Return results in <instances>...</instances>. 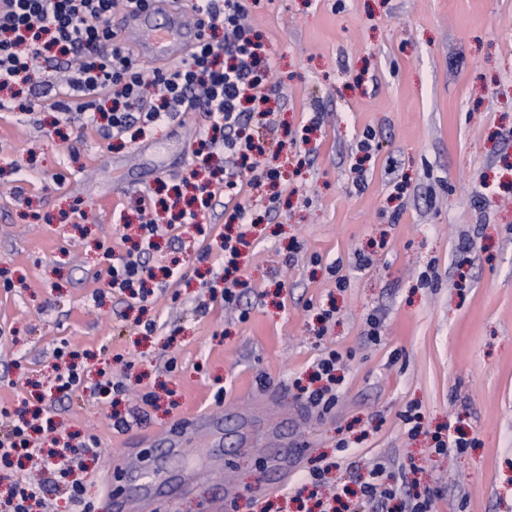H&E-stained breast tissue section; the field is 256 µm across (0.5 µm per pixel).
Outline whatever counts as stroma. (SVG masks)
Returning a JSON list of instances; mask_svg holds the SVG:
<instances>
[{"instance_id": "obj_1", "label": "stroma", "mask_w": 512, "mask_h": 512, "mask_svg": "<svg viewBox=\"0 0 512 512\" xmlns=\"http://www.w3.org/2000/svg\"><path fill=\"white\" fill-rule=\"evenodd\" d=\"M245 6L278 109L277 129L254 132L306 143L282 150L277 186L217 196L204 224L160 238L145 261L175 275L146 300L109 288L104 254L125 252L137 197H163L198 168L206 114L177 113L134 139L56 111L59 55L43 58L26 110L0 112V408L40 393L58 431L97 437L95 505L111 490L136 495L118 463L138 451L161 481L199 473L158 512H213L217 494L225 512H308L297 491L313 466L353 487L378 463L398 494L355 512H407L419 494L432 512H512V0ZM238 203L256 224L239 259L247 286L228 309L210 286ZM361 252L370 266H357ZM64 345L91 371L127 378L116 408L127 428L88 392H56ZM329 350L341 381L330 408H313L299 388ZM194 413L222 422V462L180 426ZM461 432L471 447L436 453Z\"/></svg>"}]
</instances>
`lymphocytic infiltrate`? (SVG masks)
I'll return each mask as SVG.
<instances>
[{
	"label": "lymphocytic infiltrate",
	"instance_id": "f902f5d3",
	"mask_svg": "<svg viewBox=\"0 0 512 512\" xmlns=\"http://www.w3.org/2000/svg\"><path fill=\"white\" fill-rule=\"evenodd\" d=\"M147 0H8L0 9V111L13 110L2 91L27 82L40 66L45 51L58 49L75 66L64 79L59 112L92 110L107 117L113 130L121 132L134 124L152 127L173 118L177 107L206 112L221 139H202L201 147L223 142L239 168L254 180H277V155L284 141L266 143L248 130L250 102L267 101L265 89L271 65L261 57L262 45L247 22L242 0H193L191 10L206 34L193 46L188 57L174 67H158L145 76L128 48L112 27L116 12L146 5ZM223 29L226 40L216 44L209 33ZM154 96H146L147 88ZM160 229L156 219L140 225L136 252L124 255L106 251L105 274L109 287L145 299V284L154 272L144 261L154 247ZM56 389L71 392L89 388L101 399L123 393L122 383L99 380L88 383L85 369L69 363L55 368ZM24 417L14 418L0 433V464L10 465L14 454L38 461L43 477L34 481L15 477L10 496L0 502V512H32L45 505L48 494L63 492L75 504H84L85 486L73 476L75 459L70 444L61 449L43 448L31 435Z\"/></svg>",
	"mask_w": 512,
	"mask_h": 512
}]
</instances>
